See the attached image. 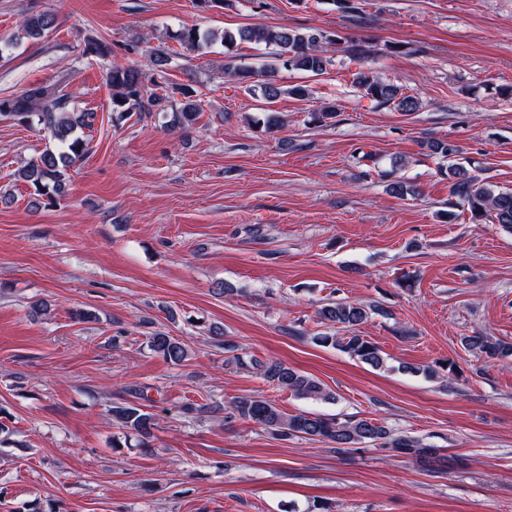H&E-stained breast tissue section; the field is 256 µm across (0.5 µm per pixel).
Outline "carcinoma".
I'll return each mask as SVG.
<instances>
[{
    "mask_svg": "<svg viewBox=\"0 0 512 512\" xmlns=\"http://www.w3.org/2000/svg\"><path fill=\"white\" fill-rule=\"evenodd\" d=\"M56 17L52 13L42 12L27 17L22 24L20 36L0 39V52L3 48L17 45L23 39H41L55 29ZM177 41L190 51H199L219 41L224 46V65L227 76L245 86L253 96L266 101L279 97L286 92L304 98L309 95L305 85H295L287 90L279 87L276 74L281 69L300 70L312 75L323 74L331 60L327 56L328 46L335 39L318 29L269 28L263 25L241 27L235 31H203L195 26L184 27L177 32ZM241 42L265 45L274 52L271 60L257 71L238 62L236 47ZM107 79L112 86V111L120 116L134 114H167L172 111L171 122L183 128L192 126L200 112L201 100L198 92L189 86L175 88L183 98L180 107H175L167 90L157 92L149 88L142 73L119 61L112 62ZM355 83L364 96L380 105H391L398 112H415L420 102L406 94L403 89L390 82L375 77L369 70L356 73ZM72 95L66 91V84L58 80L51 84L32 85L21 95L0 98V117L19 123H37L48 131L54 146L44 150L40 156L28 163L21 172V178L30 184L37 197L62 198L66 194L70 179L69 170L89 153L90 141L85 130L94 125L95 113L77 111L71 107ZM421 147L429 154L450 159L458 152L457 146L450 141L424 140ZM390 179L389 190L399 196H415L414 185L392 178V173H384ZM446 177L450 193L464 209L470 213L474 224L490 220L512 229V191L502 190L498 186L478 180L464 167L451 163ZM373 308L358 301L340 300L323 305L318 315L321 322L331 328L342 325L345 334L323 333L314 337L320 345L332 346L352 358L374 369H387V359L380 348L360 335L357 326L363 324ZM224 351L233 353L230 360L237 366L247 368L257 366L264 379L301 399L330 401L335 400L332 392L326 390L312 375L285 366L280 360L267 359L264 362L246 360L234 354L236 345L223 342ZM466 351L479 358L505 359L512 357V343L503 339L476 333L462 337ZM150 351L162 357L166 362L180 365L189 356L184 343L165 332H153L147 337ZM406 370L421 374L429 380L440 378L442 372L454 373V364L442 363L434 367H406ZM228 417H237L250 421L275 436L283 439L300 437L320 442H329L338 452H349L367 446L383 445L402 456L413 457L428 464L437 455V449L426 446L418 439L408 436H392L390 431L372 418H328L311 412L286 414L273 402L255 396H239L224 407ZM112 419L121 429L123 437H113L112 447H122V441H137V447L147 451L153 447L154 430L157 428L155 415L141 405L120 403L110 409Z\"/></svg>",
    "mask_w": 512,
    "mask_h": 512,
    "instance_id": "cac0c4a2",
    "label": "carcinoma"
}]
</instances>
